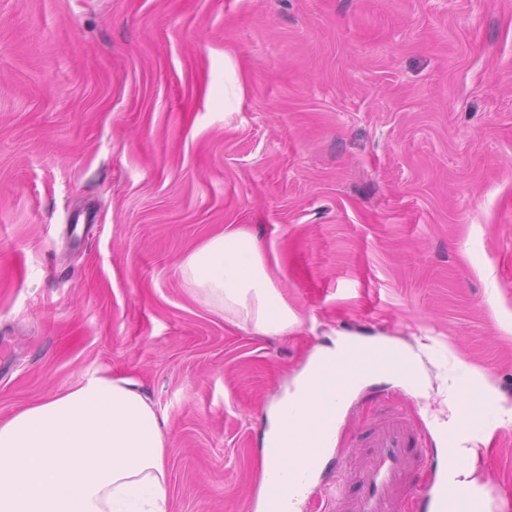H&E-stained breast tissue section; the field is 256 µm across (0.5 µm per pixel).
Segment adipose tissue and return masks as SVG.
<instances>
[{"mask_svg": "<svg viewBox=\"0 0 512 512\" xmlns=\"http://www.w3.org/2000/svg\"><path fill=\"white\" fill-rule=\"evenodd\" d=\"M184 288L258 336L298 324L256 236L228 226L178 267ZM164 422L124 378L96 376L0 421V512H168Z\"/></svg>", "mask_w": 512, "mask_h": 512, "instance_id": "ef3b65f1", "label": "adipose tissue"}]
</instances>
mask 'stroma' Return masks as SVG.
Returning <instances> with one entry per match:
<instances>
[{
  "instance_id": "stroma-1",
  "label": "stroma",
  "mask_w": 512,
  "mask_h": 512,
  "mask_svg": "<svg viewBox=\"0 0 512 512\" xmlns=\"http://www.w3.org/2000/svg\"><path fill=\"white\" fill-rule=\"evenodd\" d=\"M249 228L300 323L257 336L183 287ZM339 333L486 374L471 481L512 497V0H0V421L87 378L166 421L169 512L255 504L268 413ZM365 384L300 512L382 408Z\"/></svg>"
}]
</instances>
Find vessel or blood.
<instances>
[{
	"label": "vessel or blood",
	"mask_w": 512,
	"mask_h": 512,
	"mask_svg": "<svg viewBox=\"0 0 512 512\" xmlns=\"http://www.w3.org/2000/svg\"><path fill=\"white\" fill-rule=\"evenodd\" d=\"M489 416L470 413L455 432L480 436ZM361 454L347 456L328 495L336 512H400L415 497L410 476L428 460V439L395 411L367 424L357 436ZM423 512H487L489 500L482 486L463 488L451 472H444L429 494L420 498Z\"/></svg>",
	"instance_id": "vessel-or-blood-1"
}]
</instances>
